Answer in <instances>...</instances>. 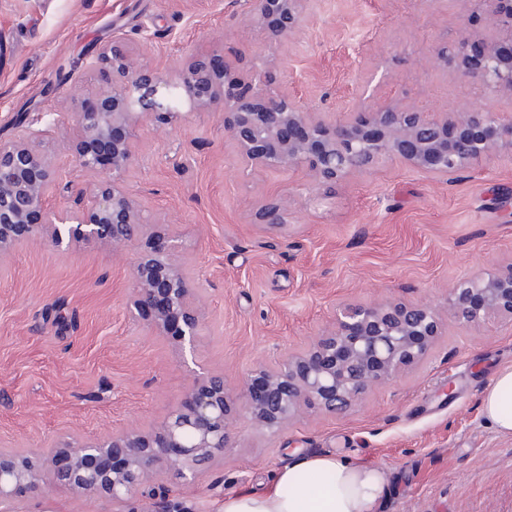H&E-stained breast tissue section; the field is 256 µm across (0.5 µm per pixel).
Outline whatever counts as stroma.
Masks as SVG:
<instances>
[{"instance_id":"obj_1","label":"stroma","mask_w":512,"mask_h":512,"mask_svg":"<svg viewBox=\"0 0 512 512\" xmlns=\"http://www.w3.org/2000/svg\"><path fill=\"white\" fill-rule=\"evenodd\" d=\"M480 32L459 0H314L292 38L272 39L235 0H0V141L17 120L45 129L41 150L60 171L47 204L75 208L94 179L69 147L72 113L103 87L90 69L112 40L173 77L210 52L259 74L328 119L350 120L358 84L376 104L439 115L483 101L436 48ZM129 178L144 217L185 230V257L208 318L197 361L244 379L308 344L343 302L442 301L481 268L512 263V159L477 160L435 180L383 160L360 176L313 188L306 169L241 176L243 160L218 110L172 124L145 120ZM293 202L286 224L258 223L274 197ZM138 247L62 251L41 237L0 269V448H46L57 436L149 428L192 376L169 336L129 317ZM512 368V325H449L429 357L372 387L346 416L312 412L277 435L248 422L198 484L167 475L155 499L179 512H222L236 492L267 490L274 472L311 453L380 467L381 512H512V436L481 411L496 373ZM17 512H112L109 500L29 494Z\"/></svg>"}]
</instances>
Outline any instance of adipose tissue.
<instances>
[{
  "label": "adipose tissue",
  "mask_w": 512,
  "mask_h": 512,
  "mask_svg": "<svg viewBox=\"0 0 512 512\" xmlns=\"http://www.w3.org/2000/svg\"><path fill=\"white\" fill-rule=\"evenodd\" d=\"M490 426L512 435V368L500 370L482 397ZM389 493L385 473L335 455H305L280 469L267 491L243 490L223 512H379Z\"/></svg>",
  "instance_id": "adipose-tissue-1"
}]
</instances>
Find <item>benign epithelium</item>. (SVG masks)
<instances>
[{"label":"benign epithelium","instance_id":"1","mask_svg":"<svg viewBox=\"0 0 512 512\" xmlns=\"http://www.w3.org/2000/svg\"><path fill=\"white\" fill-rule=\"evenodd\" d=\"M310 0H243L247 14L274 39L298 33ZM482 13L488 32L465 35L453 60L462 76L512 106V0H459ZM93 68L106 87L73 113L72 157L97 175L71 217L47 206L60 178L39 150L45 134L19 122L0 142V265L20 244L39 235L59 249L97 242L120 253L141 252L133 268L132 313L158 335L172 334L183 363L195 359L205 304L184 268L179 236L144 219L126 188L136 164L137 128L145 117L169 124L181 111L224 109V134L239 156L263 171L305 168L315 187L362 174L395 159L434 178L475 160L512 157V118L484 104H465L439 118L401 105H376L336 124L302 108L286 92H263L247 73L234 74L224 57L198 55L176 78L144 64L120 41L99 52ZM291 199L270 200L256 213L261 224L287 221ZM478 326L512 322V263L460 281L443 304L388 300L336 307L331 321L305 347L274 366L259 364L233 385L220 372H200L177 402L147 430L115 429L93 439L60 436L49 448H0V505L25 493L96 494L116 512L168 473L193 484L232 447L242 419L275 434L313 411L349 412L374 386L416 367L448 320Z\"/></svg>","mask_w":512,"mask_h":512}]
</instances>
